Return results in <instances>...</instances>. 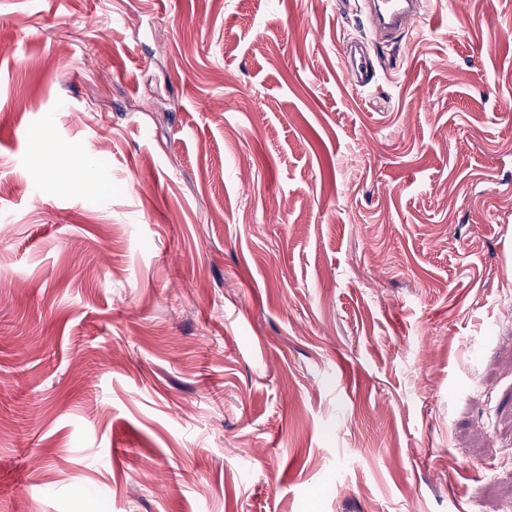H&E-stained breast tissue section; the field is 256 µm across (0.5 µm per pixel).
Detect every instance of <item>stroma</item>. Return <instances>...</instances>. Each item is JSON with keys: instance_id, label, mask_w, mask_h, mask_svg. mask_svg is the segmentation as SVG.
I'll use <instances>...</instances> for the list:
<instances>
[{"instance_id": "35a3bbf8", "label": "stroma", "mask_w": 512, "mask_h": 512, "mask_svg": "<svg viewBox=\"0 0 512 512\" xmlns=\"http://www.w3.org/2000/svg\"><path fill=\"white\" fill-rule=\"evenodd\" d=\"M368 29L0 0V512H512V0ZM342 56L345 61V73L349 81L358 87L366 86L367 79L361 60L357 57L356 49L352 45H343Z\"/></svg>"}]
</instances>
